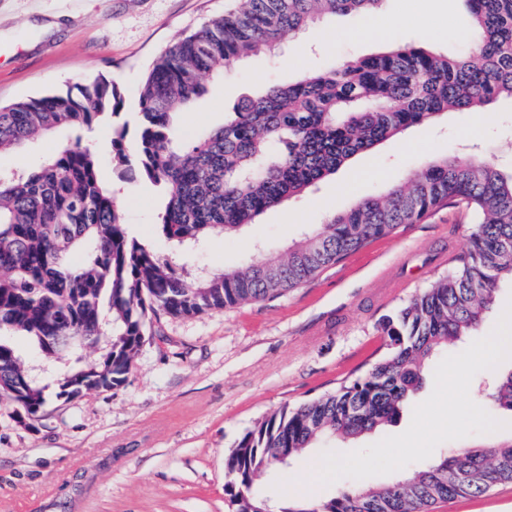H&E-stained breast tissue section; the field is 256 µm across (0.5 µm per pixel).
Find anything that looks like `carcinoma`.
<instances>
[{"mask_svg":"<svg viewBox=\"0 0 512 512\" xmlns=\"http://www.w3.org/2000/svg\"><path fill=\"white\" fill-rule=\"evenodd\" d=\"M237 2L154 62L133 140L129 122L114 121L121 90L105 79L0 106V152L21 151L59 129L69 133L37 166L0 172V329L11 333L0 340V402L16 408L18 422H31L53 395L71 400L120 386L160 317L282 295L402 224L443 205L464 206L475 227L456 267L384 320L386 353L335 391L283 406L235 442L225 461V498L233 512H268V500L253 490L261 473L321 439H355L394 422L422 387L427 360L484 320L499 281L512 279V172L447 154L330 215L281 252L193 276L129 234L88 133L108 125L112 166L160 188V235L188 256L209 237L234 234L312 192L357 154L412 126L512 99V0H462L476 29L466 56L399 45L308 71L240 98L221 125L186 139L177 118L205 93V77L271 54L324 19L371 15L383 0ZM17 339L48 374L35 380L32 402L14 388L33 376ZM485 406L512 412V371L499 375ZM509 482L512 439L456 448L388 485L361 483L326 498L285 491L278 512H428Z\"/></svg>","mask_w":512,"mask_h":512,"instance_id":"1","label":"carcinoma"}]
</instances>
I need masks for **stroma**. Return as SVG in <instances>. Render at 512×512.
Instances as JSON below:
<instances>
[{"instance_id": "obj_1", "label": "stroma", "mask_w": 512, "mask_h": 512, "mask_svg": "<svg viewBox=\"0 0 512 512\" xmlns=\"http://www.w3.org/2000/svg\"><path fill=\"white\" fill-rule=\"evenodd\" d=\"M233 0H0V104L58 92L76 82L115 81L132 116L152 62ZM385 29L357 16L326 20L279 55L253 58L205 78V94L178 126L197 136L220 125L241 96L307 70L423 44L467 51L472 32L460 0H385ZM454 153L512 168V100L451 112L355 156L318 191L262 213L231 237L207 240L190 258L165 243L174 265L231 268L283 249L328 214L375 196L431 159ZM121 221L152 239L164 205L142 178L111 165ZM474 227L464 208L442 206L371 240L286 295L184 318H161L122 386L70 402L50 400L25 426L0 405V512H231L225 458L235 440L283 405L334 391L383 352L382 322L447 275ZM436 361L397 421L353 441L329 440L290 464L309 473L321 450L351 452L403 433L434 389ZM431 512H512V484L457 497Z\"/></svg>"}]
</instances>
